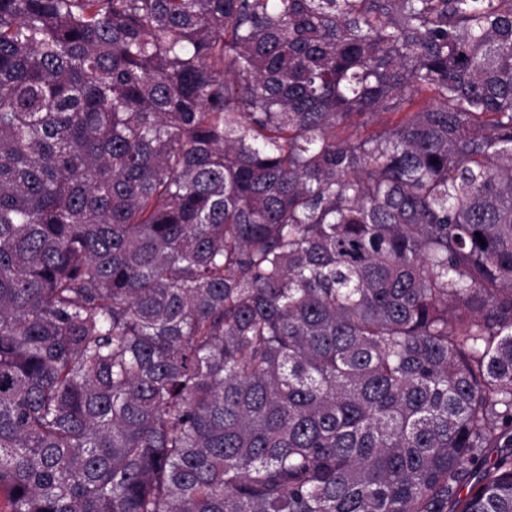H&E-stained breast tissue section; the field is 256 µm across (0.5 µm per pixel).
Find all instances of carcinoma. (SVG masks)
<instances>
[{
  "mask_svg": "<svg viewBox=\"0 0 512 512\" xmlns=\"http://www.w3.org/2000/svg\"><path fill=\"white\" fill-rule=\"evenodd\" d=\"M0 512H512V0H0Z\"/></svg>",
  "mask_w": 512,
  "mask_h": 512,
  "instance_id": "obj_1",
  "label": "carcinoma"
}]
</instances>
